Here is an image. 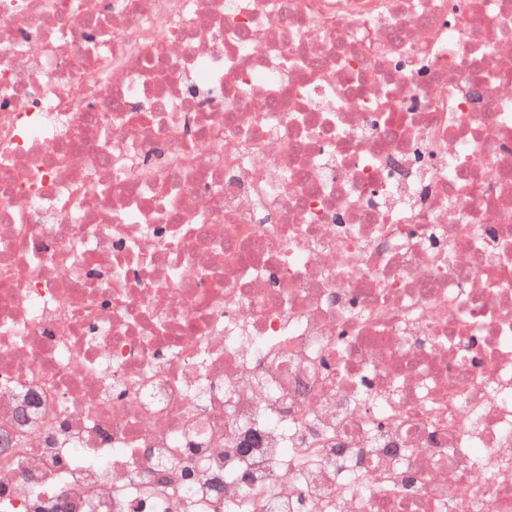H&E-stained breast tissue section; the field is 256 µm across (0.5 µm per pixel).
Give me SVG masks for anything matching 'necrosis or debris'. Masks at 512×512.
<instances>
[{"mask_svg": "<svg viewBox=\"0 0 512 512\" xmlns=\"http://www.w3.org/2000/svg\"><path fill=\"white\" fill-rule=\"evenodd\" d=\"M0 443V512H512V0H0Z\"/></svg>", "mask_w": 512, "mask_h": 512, "instance_id": "necrosis-or-debris-1", "label": "necrosis or debris"}]
</instances>
